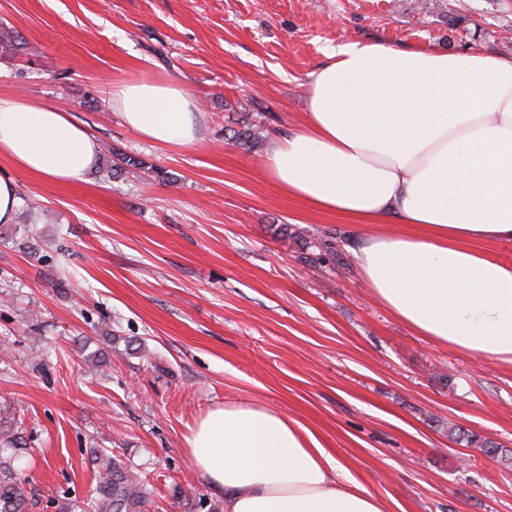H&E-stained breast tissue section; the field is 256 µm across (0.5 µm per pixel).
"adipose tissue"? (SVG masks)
Returning a JSON list of instances; mask_svg holds the SVG:
<instances>
[{
    "label": "adipose tissue",
    "mask_w": 512,
    "mask_h": 512,
    "mask_svg": "<svg viewBox=\"0 0 512 512\" xmlns=\"http://www.w3.org/2000/svg\"><path fill=\"white\" fill-rule=\"evenodd\" d=\"M304 126L269 137L264 169L288 197L369 226L355 254L376 298L417 335L512 365V263L476 249L512 243V56L349 40L309 75ZM112 104L139 136L200 138L193 95L132 80ZM100 145L88 128L23 97L0 98V158L58 184L80 181ZM225 512H385L299 421L260 404L210 409L186 438Z\"/></svg>",
    "instance_id": "obj_1"
}]
</instances>
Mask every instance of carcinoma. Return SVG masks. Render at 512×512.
<instances>
[{"instance_id":"carcinoma-1","label":"carcinoma","mask_w":512,"mask_h":512,"mask_svg":"<svg viewBox=\"0 0 512 512\" xmlns=\"http://www.w3.org/2000/svg\"><path fill=\"white\" fill-rule=\"evenodd\" d=\"M28 49L27 44L9 35L0 37V58H10ZM265 138V128L262 124L242 121V128L233 131L228 137L238 147L253 148L262 143ZM110 159L100 168L99 173L110 178L118 172L129 168L135 170L149 169L159 179H166L167 172L147 166V163L134 156L124 155L111 148L107 149ZM0 239L9 240L20 252L30 249V237L27 225L16 224L13 228L3 231L0 229ZM448 437L456 443H463L468 448H477L484 455L502 462H512V451L497 442L477 434L469 429L453 426L449 429ZM101 463V478L99 496L85 503L83 512H135L141 504L140 480L122 468L109 455L99 458ZM27 491L17 474L12 470H0V512H24Z\"/></svg>"}]
</instances>
